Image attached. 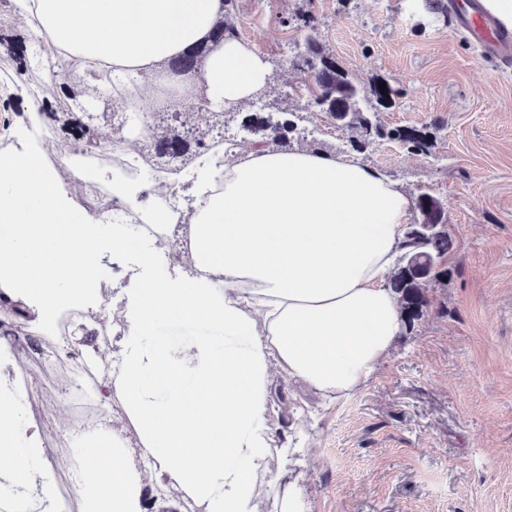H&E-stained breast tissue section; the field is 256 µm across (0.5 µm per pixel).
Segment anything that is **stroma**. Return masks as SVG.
Segmentation results:
<instances>
[{"instance_id":"1","label":"stroma","mask_w":512,"mask_h":512,"mask_svg":"<svg viewBox=\"0 0 512 512\" xmlns=\"http://www.w3.org/2000/svg\"><path fill=\"white\" fill-rule=\"evenodd\" d=\"M303 17L354 81L398 89L382 123L434 126L429 154L392 141L353 153L351 132L309 106L308 77L287 56L306 37ZM236 25L273 67L262 100L303 114L288 148L356 155L410 196L430 193L447 205L454 239L429 308L361 391L324 409L273 377L275 442L309 421L314 448L273 472L306 488L309 512H512V68L423 0H240ZM33 377L103 409L101 376L52 362Z\"/></svg>"}]
</instances>
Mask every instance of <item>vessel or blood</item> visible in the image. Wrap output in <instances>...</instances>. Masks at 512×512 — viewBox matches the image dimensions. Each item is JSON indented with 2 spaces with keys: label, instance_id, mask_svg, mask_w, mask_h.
<instances>
[{
  "label": "vessel or blood",
  "instance_id": "1",
  "mask_svg": "<svg viewBox=\"0 0 512 512\" xmlns=\"http://www.w3.org/2000/svg\"><path fill=\"white\" fill-rule=\"evenodd\" d=\"M448 11L484 54L503 67H512V32L505 31L479 0H448Z\"/></svg>",
  "mask_w": 512,
  "mask_h": 512
}]
</instances>
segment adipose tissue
Here are the masks:
<instances>
[{
    "mask_svg": "<svg viewBox=\"0 0 512 512\" xmlns=\"http://www.w3.org/2000/svg\"><path fill=\"white\" fill-rule=\"evenodd\" d=\"M26 27L95 85L99 65L143 82L162 61L206 41L222 0H16ZM193 91L215 110L256 98L270 62L229 38L204 62ZM188 227L199 275L139 274L119 296L127 331L104 403L123 402L142 450L131 460L106 428L78 440L84 512H143L139 470L185 488L200 512H308L304 488L272 474L273 456H309L305 429L275 443L267 425L273 376L339 402L383 368L404 328L387 283L401 252L411 198L378 169L309 150H247L201 165ZM174 319L223 341L158 337ZM0 495L13 512L53 506L47 452L27 423L19 389L0 386Z\"/></svg>",
    "mask_w": 512,
    "mask_h": 512,
    "instance_id": "1",
    "label": "adipose tissue"
}]
</instances>
